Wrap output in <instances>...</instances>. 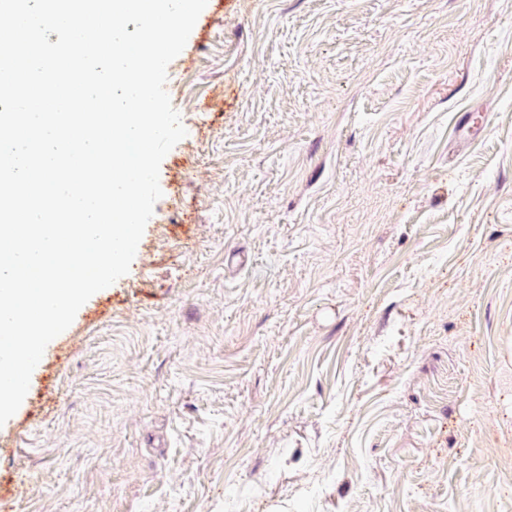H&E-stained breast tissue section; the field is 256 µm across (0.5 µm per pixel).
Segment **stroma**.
Wrapping results in <instances>:
<instances>
[{
	"mask_svg": "<svg viewBox=\"0 0 512 512\" xmlns=\"http://www.w3.org/2000/svg\"><path fill=\"white\" fill-rule=\"evenodd\" d=\"M166 90L0 512H512V0H207Z\"/></svg>",
	"mask_w": 512,
	"mask_h": 512,
	"instance_id": "obj_1",
	"label": "stroma"
}]
</instances>
